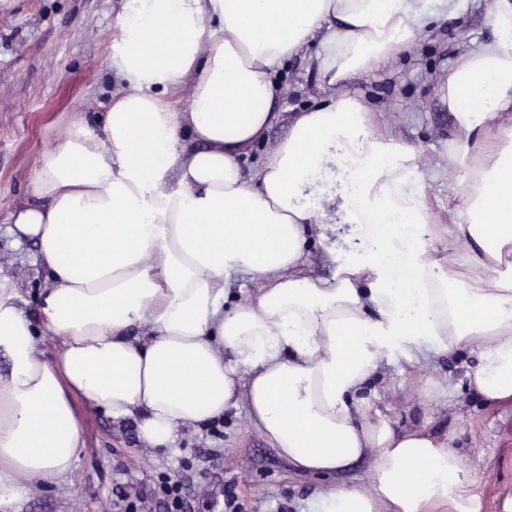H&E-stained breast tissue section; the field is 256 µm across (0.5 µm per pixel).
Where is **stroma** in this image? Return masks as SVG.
Instances as JSON below:
<instances>
[{"instance_id": "1", "label": "stroma", "mask_w": 512, "mask_h": 512, "mask_svg": "<svg viewBox=\"0 0 512 512\" xmlns=\"http://www.w3.org/2000/svg\"><path fill=\"white\" fill-rule=\"evenodd\" d=\"M124 5L125 0H0V286L16 289L17 304L35 320L47 286L36 248L15 247L1 228L32 193L40 154L66 137L76 113L108 106L119 83L111 45ZM461 5L459 19L441 22L425 42L353 85L379 110L382 132L420 149L418 183L443 209L446 223L455 181L443 169L454 125L437 96V82L455 58L492 36L487 0H461ZM315 52L307 47L280 68L284 119L243 157L246 171L287 135L288 116L325 95L313 65ZM340 203L335 193L321 197L320 231L328 244L314 246L304 259L305 271L324 281L332 279L337 260L359 240V225L339 223ZM479 360L474 350L461 357L432 353L414 366L386 365L374 382L368 410L399 428L426 423L448 435L464 468L475 475L468 496L480 502L481 512H505L512 501V406H486L469 390L467 375ZM416 370L436 387L451 389V396L412 394ZM76 408L84 450L73 472L50 483L27 480L28 493L12 512H126L134 499L142 512H164L152 495L162 475L182 482L186 512H305L309 499L328 486L370 481L366 460L332 476L298 470L250 425L241 406L209 426L185 425L178 450L167 455L147 448L131 423L113 422L83 399Z\"/></svg>"}]
</instances>
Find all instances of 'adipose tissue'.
Listing matches in <instances>:
<instances>
[{
    "mask_svg": "<svg viewBox=\"0 0 512 512\" xmlns=\"http://www.w3.org/2000/svg\"><path fill=\"white\" fill-rule=\"evenodd\" d=\"M458 14L459 0H128L112 44L124 86L42 152L6 227L36 245L51 286L37 324L0 289V507L25 479L72 471L81 397L168 453L181 427L241 404L301 471L372 456L369 485L329 488L308 512H479L447 438L396 429L360 395L386 360L478 347L469 388L512 403V0H491L494 39L437 86L454 119L462 252L433 246L439 210L409 187L418 148L381 134L377 110L346 90ZM313 41L335 95L296 113L246 173L241 156L280 119L271 72ZM333 188L345 222L375 231L323 282L302 265ZM239 278L265 286L235 303ZM44 336L62 339L54 358Z\"/></svg>",
    "mask_w": 512,
    "mask_h": 512,
    "instance_id": "1",
    "label": "adipose tissue"
}]
</instances>
